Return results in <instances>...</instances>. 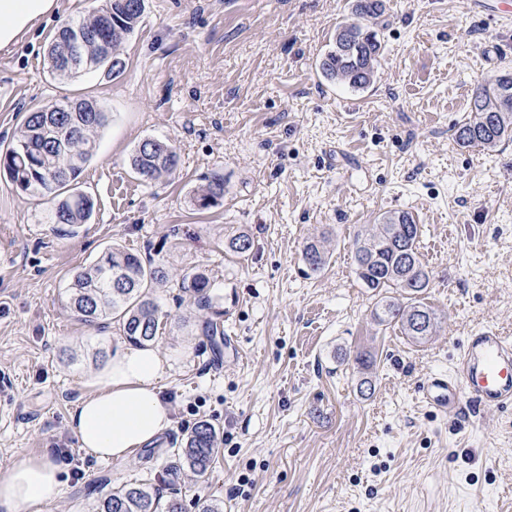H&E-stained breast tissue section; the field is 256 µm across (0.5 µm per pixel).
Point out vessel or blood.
I'll list each match as a JSON object with an SVG mask.
<instances>
[{"instance_id": "b4317fda", "label": "vessel or blood", "mask_w": 512, "mask_h": 512, "mask_svg": "<svg viewBox=\"0 0 512 512\" xmlns=\"http://www.w3.org/2000/svg\"><path fill=\"white\" fill-rule=\"evenodd\" d=\"M428 405L459 415L512 406V338L486 326L468 336L456 369L430 380L423 390Z\"/></svg>"}]
</instances>
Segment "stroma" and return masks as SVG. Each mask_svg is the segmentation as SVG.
<instances>
[{"label": "stroma", "instance_id": "stroma-1", "mask_svg": "<svg viewBox=\"0 0 512 512\" xmlns=\"http://www.w3.org/2000/svg\"><path fill=\"white\" fill-rule=\"evenodd\" d=\"M473 2L383 0L379 74L360 91L318 69L354 0H145L114 80L55 81L45 68L58 26L95 0H58L0 52L1 147L50 100L92 96L108 114L80 179L95 212L76 236L55 234L46 201L0 179V474L16 452H50L65 488L45 512H91L124 483L160 484L206 420L220 453L206 477L180 482L185 512L200 498L224 512H512V407L464 424L420 392L452 372L473 330L512 336V141L487 151L453 139L477 87L512 72V9ZM148 137L172 142L180 164L147 185L129 157ZM216 175L223 203L193 210L189 191ZM396 211L422 226L425 301L442 317L424 344L377 324L354 272L360 227ZM241 231L245 257L224 246ZM313 236L331 253L317 274L301 256ZM115 244L169 272L152 290L153 347L169 364L174 423L97 461L69 414L96 352L129 343L118 320L80 322L61 300L71 274ZM198 270L207 310L181 288ZM209 319L224 327L215 343ZM360 351L376 360L368 399Z\"/></svg>", "mask_w": 512, "mask_h": 512}]
</instances>
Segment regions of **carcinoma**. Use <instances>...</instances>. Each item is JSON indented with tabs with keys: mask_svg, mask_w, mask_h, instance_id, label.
Masks as SVG:
<instances>
[{
	"mask_svg": "<svg viewBox=\"0 0 512 512\" xmlns=\"http://www.w3.org/2000/svg\"><path fill=\"white\" fill-rule=\"evenodd\" d=\"M144 0H104L88 14L71 19L57 30L47 48L49 74L57 80H72L88 71L76 57L59 63L64 48H75L79 34L96 33L109 55L98 72L106 78L120 77L126 67L121 52L124 41L138 27L144 13ZM382 13V0H356L353 18L336 27L334 45L319 63L322 74L351 89H365L378 75L382 44L373 26ZM73 101L56 100L59 112H43L39 104L28 112L14 141L0 150V176L20 192L32 197L50 196L55 203L48 210L46 223L60 237H71L88 223L94 200L80 189L79 178L94 157L101 129L108 120L105 112H75ZM512 139V72H504L479 88L471 113L455 130V141L462 147L495 148ZM177 148L162 141L156 148L140 142L130 156V167L143 183L173 174L178 167ZM224 199V179L213 178L193 190L189 203L206 210ZM422 225L407 211L384 214L376 224L364 226L355 242V274L361 285L377 296L374 319L381 325L396 326L413 343H425L436 335L440 318L423 302L431 284L430 272L419 252ZM253 246L250 236L241 232L226 243L229 251L247 254ZM307 268L317 273L328 261L324 240L308 239L302 250ZM168 278L161 265L145 263L138 255L119 246L108 248L96 261L76 271L66 285L64 308L78 320L97 322L115 315L122 319L126 339L146 346L155 341L158 306L150 296L152 285ZM184 292L199 307L211 308L210 280L202 271L182 278ZM365 376L357 383L363 397L375 391L368 373L371 361L358 358ZM219 453L215 427L203 420L192 428L176 459L167 469V482L174 486L182 471L206 476ZM93 512H183L176 494L164 496L147 484H123L96 502Z\"/></svg>",
	"mask_w": 512,
	"mask_h": 512,
	"instance_id": "carcinoma-1",
	"label": "carcinoma"
}]
</instances>
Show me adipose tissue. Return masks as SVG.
<instances>
[{"label":"adipose tissue","instance_id":"obj_1","mask_svg":"<svg viewBox=\"0 0 512 512\" xmlns=\"http://www.w3.org/2000/svg\"><path fill=\"white\" fill-rule=\"evenodd\" d=\"M56 8L57 0H0V50H11ZM167 368L156 350L128 348L91 374V391L78 399L68 421L86 455L121 458L172 427V410L160 386ZM64 485L50 453H18L0 475V512H44Z\"/></svg>","mask_w":512,"mask_h":512}]
</instances>
